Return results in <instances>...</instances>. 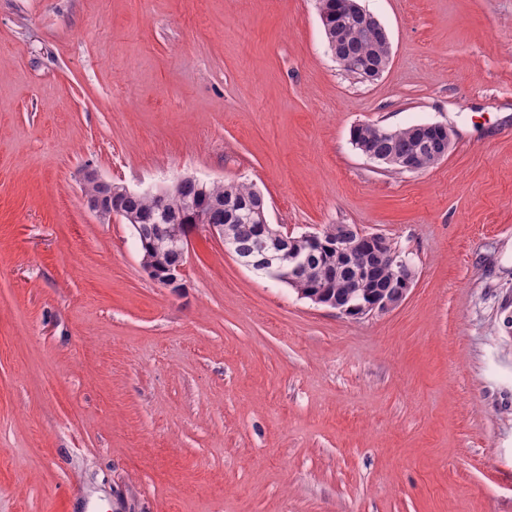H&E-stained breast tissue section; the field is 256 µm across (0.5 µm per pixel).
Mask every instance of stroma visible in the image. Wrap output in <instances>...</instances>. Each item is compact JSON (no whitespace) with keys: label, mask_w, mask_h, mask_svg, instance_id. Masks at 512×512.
<instances>
[{"label":"stroma","mask_w":512,"mask_h":512,"mask_svg":"<svg viewBox=\"0 0 512 512\" xmlns=\"http://www.w3.org/2000/svg\"><path fill=\"white\" fill-rule=\"evenodd\" d=\"M359 2L371 84L318 0H0V512H512V0ZM420 123L452 147L419 172L350 140ZM88 165L254 184L413 285L342 316L199 231L162 287ZM342 2L347 4L353 20L357 24L371 28L386 42L387 55L378 66H373L370 69V65H366L365 62L360 60H355L351 64V68L356 74H362L371 80L380 79L388 70L391 60V44L388 32L377 18L358 4L357 0H342ZM320 16L321 19L322 17L325 19V23L322 22V24L328 43L329 37L336 38V32L342 36L338 48L336 43L338 50L336 61L339 60L347 71H352L348 61L353 57L365 58L373 65L379 63L380 45L373 38H367L363 30L352 25L350 15L345 12L338 1L320 0Z\"/></svg>","instance_id":"35a3bbf8"}]
</instances>
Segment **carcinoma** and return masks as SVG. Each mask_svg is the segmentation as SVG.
<instances>
[{
    "label": "carcinoma",
    "instance_id": "1",
    "mask_svg": "<svg viewBox=\"0 0 512 512\" xmlns=\"http://www.w3.org/2000/svg\"><path fill=\"white\" fill-rule=\"evenodd\" d=\"M320 16L325 19L323 28L326 37L342 36L337 59L344 68H349L348 61L353 57L365 58L373 65L379 63L380 45L367 38L363 30L352 25L350 15L340 3L336 0H320ZM351 137L361 142L371 153L382 157H406L423 150L430 166L440 161L439 154L444 151L442 136L433 133L423 140L410 127L392 131L362 124L353 127ZM113 205L123 216L136 219L144 227L156 222L159 216L158 203L151 197L121 195L113 201ZM264 208V199L255 193L251 185L213 183L203 186L189 179L181 180L165 200V211L172 221L190 224L193 215L199 212L218 224L229 225L232 252L239 258L250 260L255 259L259 252L257 219L260 210ZM156 241L155 237L139 240L141 252L167 264L179 261L180 254L176 249L158 246ZM295 249L310 254L313 262L307 278L300 284L306 293H325L328 299L334 301H343L348 297V283L354 273L337 265L335 254L312 247L305 240L296 241ZM364 262L373 267L371 282L374 289L390 291L393 285L390 268L375 262L371 256L365 257Z\"/></svg>",
    "mask_w": 512,
    "mask_h": 512
}]
</instances>
